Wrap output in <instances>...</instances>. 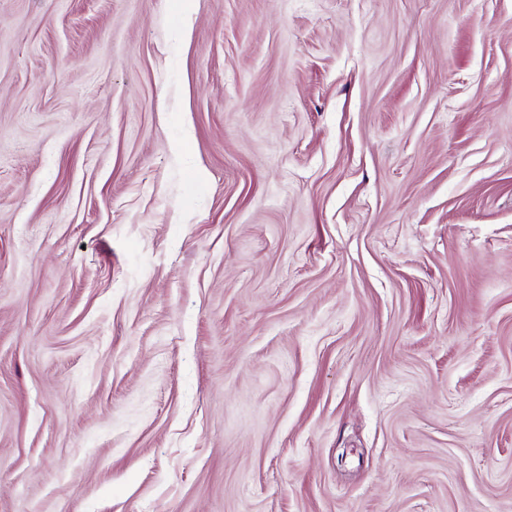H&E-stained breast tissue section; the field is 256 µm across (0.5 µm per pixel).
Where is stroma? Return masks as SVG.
<instances>
[{
	"mask_svg": "<svg viewBox=\"0 0 512 512\" xmlns=\"http://www.w3.org/2000/svg\"><path fill=\"white\" fill-rule=\"evenodd\" d=\"M0 512H512V0H0Z\"/></svg>",
	"mask_w": 512,
	"mask_h": 512,
	"instance_id": "obj_1",
	"label": "stroma"
}]
</instances>
